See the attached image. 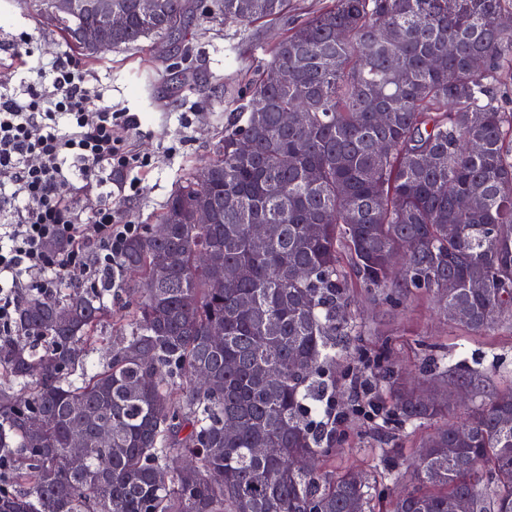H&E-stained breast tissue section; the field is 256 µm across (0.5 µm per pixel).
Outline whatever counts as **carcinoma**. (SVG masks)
I'll list each match as a JSON object with an SVG mask.
<instances>
[{
  "label": "carcinoma",
  "mask_w": 512,
  "mask_h": 512,
  "mask_svg": "<svg viewBox=\"0 0 512 512\" xmlns=\"http://www.w3.org/2000/svg\"><path fill=\"white\" fill-rule=\"evenodd\" d=\"M22 4L85 57L149 36L182 39L197 7L156 0L143 16L136 0H112L126 26L91 52L78 20L50 19L48 0ZM215 7L226 22L249 23L288 14L291 0ZM506 15L512 0H332L292 27L248 95L228 99L224 136L158 223L123 242L132 298L117 318L110 282L19 299L14 334L0 336V512H448L450 499L467 512H512V480L496 479L512 472V382L472 404L463 435L446 427L421 441L415 486L396 499L373 472L317 467L336 436L323 400L336 337L353 328L352 282L393 304L402 292L432 293L473 330L512 323ZM439 56L448 57L441 69ZM286 110L298 113L295 125H282ZM381 111L386 124L375 120ZM461 197L479 205L462 209ZM200 211L211 223H196ZM253 224L276 233L257 244ZM399 251L406 269L396 282ZM106 320L117 339L100 333ZM99 345L107 361L91 371ZM383 378L394 394L387 422L400 426L447 416L450 384L476 389V376L445 369L423 404L393 368ZM102 428L112 442L100 441ZM77 433L88 448L80 461L67 452ZM301 455L305 471L293 467Z\"/></svg>",
  "instance_id": "carcinoma-1"
}]
</instances>
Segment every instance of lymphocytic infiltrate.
<instances>
[{
    "mask_svg": "<svg viewBox=\"0 0 512 512\" xmlns=\"http://www.w3.org/2000/svg\"><path fill=\"white\" fill-rule=\"evenodd\" d=\"M21 71L28 80L13 86ZM139 124L113 111L79 60H44L25 31L0 46L1 336L24 294L96 287L117 269L137 227L103 195L112 172L145 167L128 145Z\"/></svg>",
    "mask_w": 512,
    "mask_h": 512,
    "instance_id": "obj_1",
    "label": "lymphocytic infiltrate"
}]
</instances>
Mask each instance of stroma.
I'll use <instances>...</instances> for the list:
<instances>
[{"label": "stroma", "instance_id": "1", "mask_svg": "<svg viewBox=\"0 0 512 512\" xmlns=\"http://www.w3.org/2000/svg\"><path fill=\"white\" fill-rule=\"evenodd\" d=\"M283 19H262L246 25L226 23L208 11L190 17L188 36L164 43L145 39L123 46L84 65L103 88L116 112L138 114L140 126L132 144L148 165L129 195L114 194L120 220L134 224L155 221L180 178L208 156L224 133L229 118L225 101L244 93L270 48L288 29L328 5L330 0H294ZM33 34L45 59L69 54L60 35L44 26L20 0H0V44L19 32ZM354 332L336 342V409L345 416L336 432V450L321 459L327 472L346 469L393 470L391 487L402 492L411 485L414 445L435 423L397 431L386 428L378 415L359 412L353 383L370 388L388 401L385 382L373 368L377 353L389 349L399 366L417 371L429 347H437L449 364H461L481 376L479 397H488L512 372V327L484 331L446 320L434 299L410 295L397 307L377 292L354 287L347 310Z\"/></svg>", "mask_w": 512, "mask_h": 512}]
</instances>
